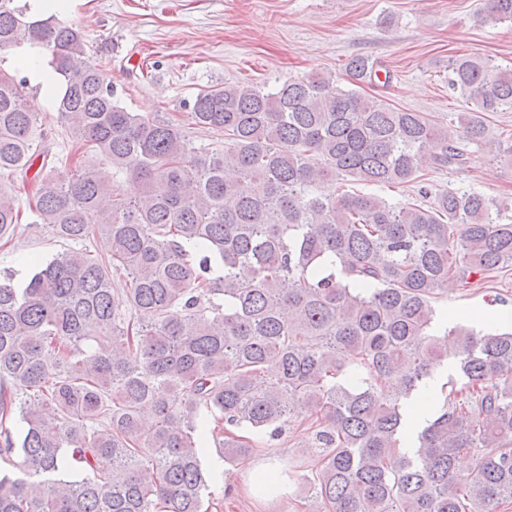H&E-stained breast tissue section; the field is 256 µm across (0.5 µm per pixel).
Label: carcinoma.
Wrapping results in <instances>:
<instances>
[{
  "label": "carcinoma",
  "instance_id": "obj_1",
  "mask_svg": "<svg viewBox=\"0 0 512 512\" xmlns=\"http://www.w3.org/2000/svg\"><path fill=\"white\" fill-rule=\"evenodd\" d=\"M481 20L512 22V0H488ZM24 44L46 51L81 153L30 203L33 223L75 247L22 288L0 284V512H205V442L246 457L290 423L324 449L307 512L512 509V328L454 326L462 384L399 451L408 399L442 357L432 299L512 265L505 208L418 175L425 160L469 167L447 127L311 76L200 93L192 124L224 132L201 149L168 113L122 106L81 29L0 0V51ZM377 67L344 70L366 82ZM448 86L471 104L462 142L512 160V135L484 117L512 109V66L458 55ZM24 88L0 70V173L25 177L49 159ZM345 179L412 182L418 200ZM19 221L0 181V240Z\"/></svg>",
  "mask_w": 512,
  "mask_h": 512
}]
</instances>
